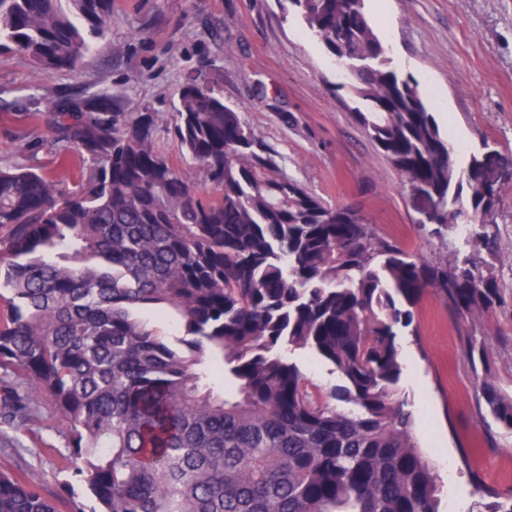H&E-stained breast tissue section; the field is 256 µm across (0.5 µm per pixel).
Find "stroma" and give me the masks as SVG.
Listing matches in <instances>:
<instances>
[{
  "mask_svg": "<svg viewBox=\"0 0 512 512\" xmlns=\"http://www.w3.org/2000/svg\"><path fill=\"white\" fill-rule=\"evenodd\" d=\"M365 11L392 64L415 79L442 132L469 154L512 155V0H365ZM106 35L73 71L43 76L28 58L0 53V163L40 169L64 189L80 180L77 158L61 162L46 115L56 99L100 90L127 111L158 112V149L183 164L167 122L187 77L202 74L226 104L274 152L282 171L330 205L357 208L383 236L425 261L445 257L450 242L426 237L400 178L358 122L334 57L312 36L289 0H112ZM37 108L42 120L15 115ZM494 253H481L500 300L483 318L453 313L433 294L398 331L402 396L414 435L430 456L447 496L442 512H477L471 473L512 494V435L478 405L479 378L464 355L466 337L487 347L491 383L512 394V183L495 215ZM69 434L49 399L26 425H0V470L36 483L51 498H70L65 481Z\"/></svg>",
  "mask_w": 512,
  "mask_h": 512,
  "instance_id": "obj_1",
  "label": "stroma"
}]
</instances>
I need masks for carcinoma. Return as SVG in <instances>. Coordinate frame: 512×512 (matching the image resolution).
Listing matches in <instances>:
<instances>
[{
	"label": "carcinoma",
	"instance_id": "obj_1",
	"mask_svg": "<svg viewBox=\"0 0 512 512\" xmlns=\"http://www.w3.org/2000/svg\"><path fill=\"white\" fill-rule=\"evenodd\" d=\"M346 70L356 116L407 192L435 204L430 238L467 227L435 263L287 177L198 76L172 115L187 169L161 154L158 113L107 92L54 103L57 142L82 163L67 191L0 167V370L30 382L0 395L25 424L47 396L66 421L70 512H440L431 462L399 390L396 328L432 291L465 318L498 300L476 260L501 192L472 154L459 166L418 83L402 75L364 0H290ZM112 21V0H0V51L42 74L73 70ZM306 351L341 376L324 391L290 361ZM472 368L485 348L467 339ZM512 434V395L481 380ZM351 405L340 410L335 402ZM490 498L483 512H512ZM0 512H58L0 471Z\"/></svg>",
	"mask_w": 512,
	"mask_h": 512
}]
</instances>
